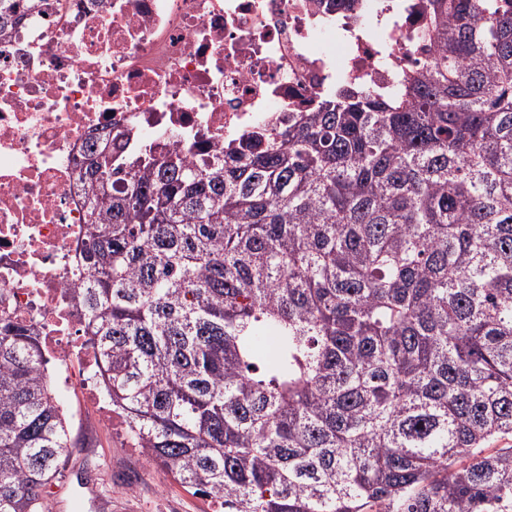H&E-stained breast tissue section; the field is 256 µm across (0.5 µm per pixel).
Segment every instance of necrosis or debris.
<instances>
[{
	"instance_id": "obj_1",
	"label": "necrosis or debris",
	"mask_w": 512,
	"mask_h": 512,
	"mask_svg": "<svg viewBox=\"0 0 512 512\" xmlns=\"http://www.w3.org/2000/svg\"><path fill=\"white\" fill-rule=\"evenodd\" d=\"M425 0H37L0 33V323L38 337L61 389L112 424L75 289L82 169L163 137L196 154L285 122L336 88L386 91L433 57Z\"/></svg>"
}]
</instances>
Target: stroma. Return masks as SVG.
Segmentation results:
<instances>
[{
	"label": "stroma",
	"instance_id": "1",
	"mask_svg": "<svg viewBox=\"0 0 512 512\" xmlns=\"http://www.w3.org/2000/svg\"><path fill=\"white\" fill-rule=\"evenodd\" d=\"M56 397L80 407V419L71 423L80 447L59 467L68 487L49 492L51 512H213L210 502L132 448L123 425L91 428L94 410L77 392L60 390Z\"/></svg>",
	"mask_w": 512,
	"mask_h": 512
}]
</instances>
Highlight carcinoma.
I'll list each match as a JSON object with an SVG mask.
<instances>
[{"instance_id": "carcinoma-1", "label": "carcinoma", "mask_w": 512, "mask_h": 512, "mask_svg": "<svg viewBox=\"0 0 512 512\" xmlns=\"http://www.w3.org/2000/svg\"><path fill=\"white\" fill-rule=\"evenodd\" d=\"M426 10L433 60L392 96L85 167L112 410L224 512H512V0ZM73 448L37 338L4 325L0 512H48Z\"/></svg>"}]
</instances>
